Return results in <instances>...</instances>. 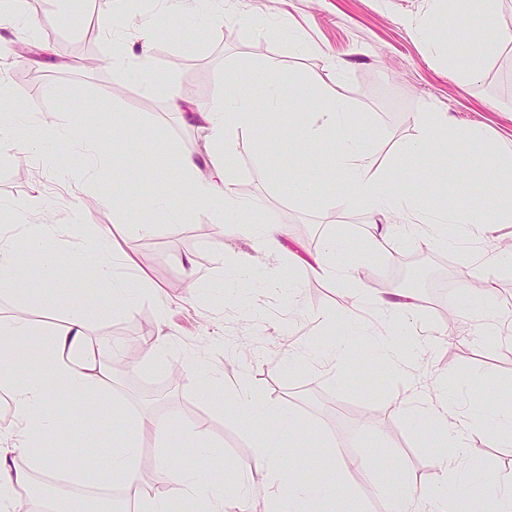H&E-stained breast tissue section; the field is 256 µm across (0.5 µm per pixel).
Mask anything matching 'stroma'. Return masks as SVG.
<instances>
[{
	"label": "stroma",
	"mask_w": 512,
	"mask_h": 512,
	"mask_svg": "<svg viewBox=\"0 0 512 512\" xmlns=\"http://www.w3.org/2000/svg\"><path fill=\"white\" fill-rule=\"evenodd\" d=\"M130 10L116 0L117 33L134 40L142 20L176 23L175 37L158 32L152 65L162 86L153 94L136 81L134 53L117 54L112 38L101 29L104 0H25L24 14L0 25V84L16 101L17 121L42 124L51 114L92 110L97 100L113 103L77 138L58 149L53 162L19 158L11 144L0 145V207L12 215L0 222V238L20 244L32 224L45 225L49 235L69 250L83 244L84 227L109 224L123 255L135 272L156 287L140 296L132 311L100 301L102 286L92 269L72 280L68 294L29 296L25 277H17L0 293V315L28 316L48 328L64 325L70 297L91 305L86 333L92 342L123 357L114 375L118 394L137 410L192 423L206 434L208 451L188 441H172L177 459H190V471L220 473L237 485L241 462L252 454V425L218 408L223 385L247 372L261 398L300 416L320 433L326 446L313 458L298 462V476L310 479L331 466L336 456H368V464L345 476L335 510L314 512H382L376 493L373 458L386 455L396 468L419 483L439 477L437 451L430 448L416 418L402 412L403 400L437 399L439 380L447 378L462 409L477 407L491 391H512V330L502 329L497 342H486L484 322L468 300L454 292L473 277L477 256L497 258L493 276L492 312L512 313V256L504 250L508 230L467 238L454 249L418 248L400 233L402 214L385 218L392 227L385 243L389 261L358 266L361 283L384 295L402 280L414 279L422 299L415 326L428 349L411 367L412 383L387 368L377 377L354 382L337 378L327 366L289 367L290 344L305 340L314 347L327 341L323 316L347 304L349 285L307 270L289 275L288 262L254 250L250 239L233 225L198 207L185 223L169 226L165 217L150 215L151 232L127 223L118 207H105L102 195L114 183L135 188L147 181L149 193L172 192L173 176L164 169L170 152L189 150L207 159L208 133L181 123L167 108L164 88L175 85L191 105L208 104L225 88V80L247 79L270 57L285 72L310 81L328 75L327 62H342L340 91L361 121L358 135L371 147L378 165L390 166L400 146L418 133L420 112H446L464 125L483 127L512 147V43L501 45L483 75L461 84L441 54L430 50L411 29L413 20L428 18L432 0H141ZM120 124H113V117ZM287 123L274 122L267 133L238 132L234 173L247 200L258 204L261 217L288 227L287 245L303 259L338 241L350 253L376 234L361 210L326 202L310 206L292 196L283 178L278 137ZM97 141L103 161L87 164L83 140ZM449 175L434 180L423 169L416 183L420 194L442 192L447 200L467 205L482 187L473 171L481 162L475 148L456 145L440 158ZM193 264L197 286L187 290L184 268ZM226 281V290L216 289ZM171 336L168 369H151L152 348L159 332ZM211 366L223 384L200 376L198 363ZM387 443L380 452L379 443ZM467 451L458 466L494 476L512 473V440L482 433L466 437Z\"/></svg>",
	"instance_id": "35a3bbf8"
}]
</instances>
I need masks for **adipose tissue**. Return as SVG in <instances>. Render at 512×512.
<instances>
[{
    "instance_id": "obj_1",
    "label": "adipose tissue",
    "mask_w": 512,
    "mask_h": 512,
    "mask_svg": "<svg viewBox=\"0 0 512 512\" xmlns=\"http://www.w3.org/2000/svg\"><path fill=\"white\" fill-rule=\"evenodd\" d=\"M499 39H482L469 32L449 37L445 47L448 66L462 82L478 77L484 64L496 54ZM320 99L319 111H308L306 97ZM297 112L293 128L279 137L282 153L295 158L308 150H330L329 162L341 181H321L313 170L293 178L289 189L312 205L330 198L347 209L376 214L400 212L407 216L410 239L421 247H456L451 235H426L427 224H445L460 230L490 231L512 224V150H505L480 128L464 126L444 112L417 115L419 135L403 144L392 168L377 165L365 140L351 134L357 119L348 102L328 84H307L298 89L287 83L279 59L269 58L254 71L249 83L234 85L232 93H220L197 115L205 124L212 145L207 169H200L194 153H172L170 161L180 183L175 193L153 196L141 201H125L123 209L129 222H142L146 211L164 213L171 223H183L190 210L204 207L225 223L254 234L259 250L273 255L286 253L288 230L282 224L266 223L260 215H247V204L238 188L232 167V141L239 130L252 128L257 111L274 115L285 110ZM75 123L43 125L36 131L18 135L16 126L0 122V143L21 140L25 149L43 151L65 141L75 131ZM476 147L486 163L479 176L489 191L476 205L441 204L436 197L418 196L408 191L407 181L418 170L419 162L445 154L454 145ZM26 259H19L11 245L0 240V286L11 283L17 272H24L31 295L45 289L62 290L78 269L92 266L98 280L106 287L114 306L132 309L138 297L150 290L146 278L129 280L116 271L117 242L109 227L94 229L78 252L65 250L40 229L28 238ZM373 303L388 324L368 348L374 356L395 371H403L409 354L419 353L422 343L413 341L412 317L420 310L415 296L394 289L392 297L371 296L359 288L348 306L338 315L337 335H354L357 310ZM90 306L84 300L72 301L65 325L47 331L30 319L15 315L0 318V386L10 388L20 415V424L11 446H0V512H12L15 495L26 491L35 495L34 472L47 471L57 484L70 487L64 499L43 501V512H89L88 498L74 494V487L92 482L136 489L133 512H171L170 497L138 491V463L145 435L165 442L174 435L193 441L205 433L195 426H180L146 412H131L125 399L114 394L112 370L97 356L86 334ZM32 357L41 366L42 375L17 379L13 367L20 357ZM74 398L82 419L80 426L57 413L61 395ZM225 408L242 420L256 424L252 454L245 467L247 482L235 489L225 487L221 477L191 475L173 467L168 455H161L156 465L158 485L174 487L180 494L195 499L202 512H224L227 498L246 501L252 483H260L267 499V512H310L312 502L335 498L350 462L337 457L319 477L298 480L293 469L298 455H313L318 445L301 419L283 408L264 403L245 381H237L224 392ZM424 433L433 435L441 453L438 482L418 486L401 478L380 485L384 512H419L420 504L429 502L434 512H512V493L492 494L487 480L463 479L456 460L464 451L463 439L471 433L497 435L512 425V400L499 393L489 394L480 408L465 412L454 400L436 407L424 404L415 408ZM119 419L122 430L106 458L86 457L82 468L70 470L49 456L43 440L54 433L69 431L76 444L91 440L90 421ZM23 455L26 467H18L16 455Z\"/></svg>"
}]
</instances>
